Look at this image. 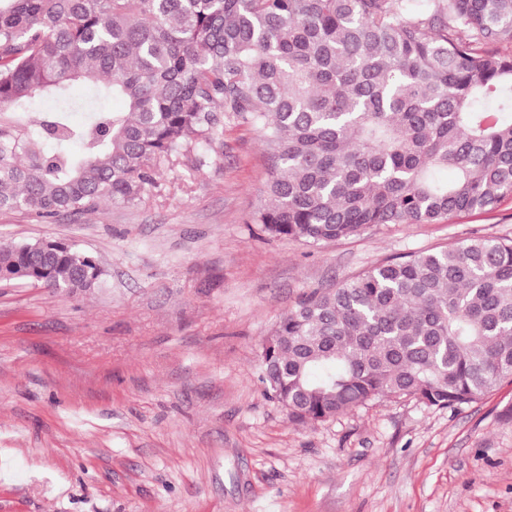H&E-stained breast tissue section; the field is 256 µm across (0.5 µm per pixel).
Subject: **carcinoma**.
Instances as JSON below:
<instances>
[{"label":"carcinoma","instance_id":"1","mask_svg":"<svg viewBox=\"0 0 512 512\" xmlns=\"http://www.w3.org/2000/svg\"><path fill=\"white\" fill-rule=\"evenodd\" d=\"M509 43L512 0H0V211L51 224L133 204L162 162L219 153L228 116L273 159L251 218L272 236L314 246L489 213L512 197ZM78 81L122 107L74 122ZM38 98L55 106L34 119ZM0 272L72 291L101 277L47 239L1 246ZM258 378L299 423L379 398H482L512 380V238L407 253L303 295Z\"/></svg>","mask_w":512,"mask_h":512}]
</instances>
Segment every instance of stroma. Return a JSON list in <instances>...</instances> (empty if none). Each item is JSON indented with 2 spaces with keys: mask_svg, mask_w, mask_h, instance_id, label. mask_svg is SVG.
<instances>
[{
  "mask_svg": "<svg viewBox=\"0 0 512 512\" xmlns=\"http://www.w3.org/2000/svg\"><path fill=\"white\" fill-rule=\"evenodd\" d=\"M261 134L179 158L127 206L42 224L0 211V245L92 255L99 287L0 282V512H512V381L458 408L378 399L290 421L257 380L303 294L402 253L512 238V199L441 224L308 246L274 237Z\"/></svg>",
  "mask_w": 512,
  "mask_h": 512,
  "instance_id": "stroma-1",
  "label": "stroma"
}]
</instances>
